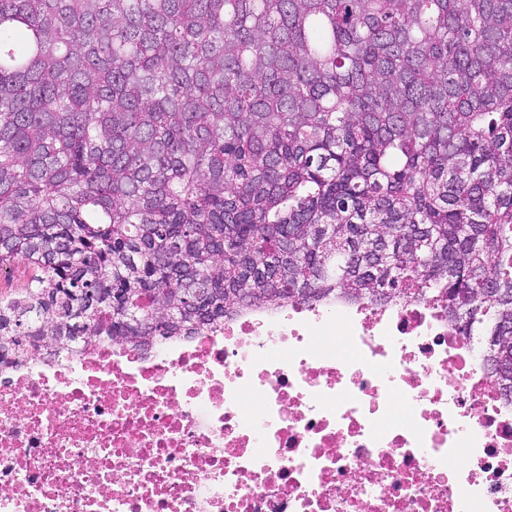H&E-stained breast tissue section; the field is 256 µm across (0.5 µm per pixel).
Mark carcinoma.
<instances>
[{"mask_svg":"<svg viewBox=\"0 0 512 512\" xmlns=\"http://www.w3.org/2000/svg\"><path fill=\"white\" fill-rule=\"evenodd\" d=\"M19 259L0 361L429 299L511 394L512 0H0Z\"/></svg>","mask_w":512,"mask_h":512,"instance_id":"1","label":"carcinoma"}]
</instances>
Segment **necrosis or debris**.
<instances>
[{
    "mask_svg": "<svg viewBox=\"0 0 512 512\" xmlns=\"http://www.w3.org/2000/svg\"><path fill=\"white\" fill-rule=\"evenodd\" d=\"M427 300L0 363V512H512V402Z\"/></svg>",
    "mask_w": 512,
    "mask_h": 512,
    "instance_id": "obj_1",
    "label": "necrosis or debris"
}]
</instances>
